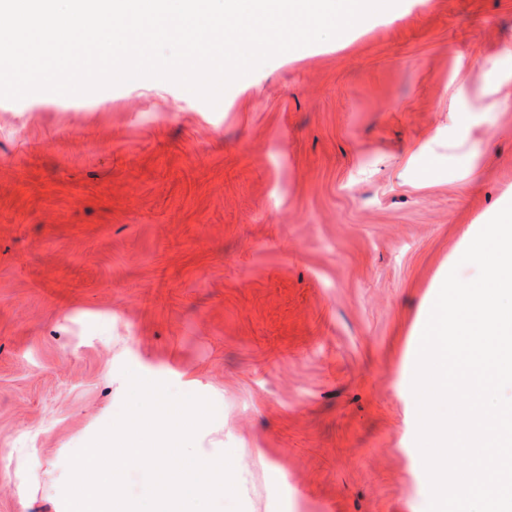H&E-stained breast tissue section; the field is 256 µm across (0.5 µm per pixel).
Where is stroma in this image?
Listing matches in <instances>:
<instances>
[{
	"label": "stroma",
	"mask_w": 512,
	"mask_h": 512,
	"mask_svg": "<svg viewBox=\"0 0 512 512\" xmlns=\"http://www.w3.org/2000/svg\"><path fill=\"white\" fill-rule=\"evenodd\" d=\"M512 0H400L217 106L0 99V512H65L123 367L195 380L243 512H426L420 325L512 202Z\"/></svg>",
	"instance_id": "obj_1"
}]
</instances>
